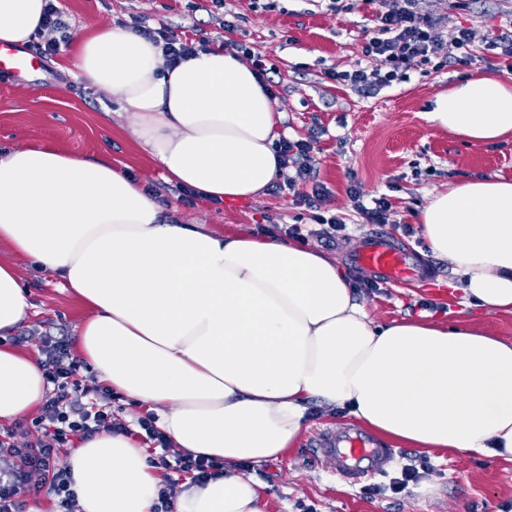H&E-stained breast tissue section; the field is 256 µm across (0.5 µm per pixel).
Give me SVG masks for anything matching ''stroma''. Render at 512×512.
Returning a JSON list of instances; mask_svg holds the SVG:
<instances>
[{
    "label": "stroma",
    "instance_id": "obj_1",
    "mask_svg": "<svg viewBox=\"0 0 512 512\" xmlns=\"http://www.w3.org/2000/svg\"><path fill=\"white\" fill-rule=\"evenodd\" d=\"M74 35L93 27L110 28L140 16L147 25L166 24L181 35H208L215 50L240 54L246 65L262 58L275 68L273 89L287 116L288 137H305L310 128L323 134L312 152L321 181L328 188L337 215L350 226L348 239L328 246L309 239L310 249L338 260L347 274L374 280L369 271H357L351 256L362 238L374 232L361 223L349 205L351 182L364 192L387 194L392 223L384 234L430 262L433 273L380 290L357 289L369 314L379 322L419 317V302L435 304L437 318L462 319L512 343V314H490L463 309L458 298H447L437 280H450L447 260L431 255L420 234L406 237L394 224H415L416 214L430 193L444 185L473 177L512 178V139L497 144H467L433 127L426 117L429 100L475 75L512 84V73L500 65L486 40L512 16V0H466L450 8L447 0H416L415 9L434 13L445 36L453 28H471L472 64L412 65L402 79L371 95L336 81V74L375 68L363 46L372 34L371 10L334 12L328 0H60ZM234 29L222 28V20ZM68 51L41 59L22 77L0 71V150L18 146L54 145L84 157L108 154L113 168L142 180L148 189L165 186L160 163L146 146L128 137L126 120L106 118L113 104L102 92L73 76ZM169 209L189 223L208 225L219 233L254 234L258 225L310 224L311 214L293 205L288 194L265 193L259 199L235 204L202 199L185 207L168 192ZM33 305L18 328L20 348L37 351L38 333L51 328L72 334L86 316L84 305L52 274H43L15 261ZM307 427L275 462L256 465L263 484L267 512H296L297 503L317 512H512V461L445 450L423 453L398 441L399 463L426 457L428 467L417 483L399 495L368 496L363 486L331 479L308 455L310 440L319 430L347 424L343 413L311 404Z\"/></svg>",
    "mask_w": 512,
    "mask_h": 512
}]
</instances>
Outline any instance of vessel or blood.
Wrapping results in <instances>:
<instances>
[{
    "mask_svg": "<svg viewBox=\"0 0 512 512\" xmlns=\"http://www.w3.org/2000/svg\"><path fill=\"white\" fill-rule=\"evenodd\" d=\"M356 267L379 274L390 284L414 277L422 261L409 248L394 245L382 234H373L355 250ZM314 456L327 471L359 485L383 475L395 456L394 449L383 447L359 429L324 430L312 440Z\"/></svg>",
    "mask_w": 512,
    "mask_h": 512,
    "instance_id": "obj_1",
    "label": "vessel or blood"
}]
</instances>
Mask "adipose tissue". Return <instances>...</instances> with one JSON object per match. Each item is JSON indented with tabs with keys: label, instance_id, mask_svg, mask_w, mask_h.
<instances>
[{
	"label": "adipose tissue",
	"instance_id": "ef3b65f1",
	"mask_svg": "<svg viewBox=\"0 0 512 512\" xmlns=\"http://www.w3.org/2000/svg\"><path fill=\"white\" fill-rule=\"evenodd\" d=\"M45 0H0V44L21 47ZM76 79L129 118L167 180L233 203L278 178L285 115L236 53L169 66L113 27L80 37ZM429 120L470 144L512 136V85L474 76L438 93ZM417 222L466 306L512 313V180L470 178L430 194ZM0 335L31 304L16 259L62 279L89 315L77 346L99 380L148 405L173 448L224 471L186 481L174 512H265L243 462L278 460L318 401L418 448L512 461V343L426 314L373 320L336 260L281 236L220 234L164 214L144 185L55 146L0 152ZM50 390L37 357L0 347V420ZM77 512H153L163 488L144 448L100 433L68 460Z\"/></svg>",
	"mask_w": 512,
	"mask_h": 512
}]
</instances>
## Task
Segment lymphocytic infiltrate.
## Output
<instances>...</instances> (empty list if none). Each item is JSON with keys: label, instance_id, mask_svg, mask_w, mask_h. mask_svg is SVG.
<instances>
[{"label": "lymphocytic infiltrate", "instance_id": "lymphocytic-infiltrate-1", "mask_svg": "<svg viewBox=\"0 0 512 512\" xmlns=\"http://www.w3.org/2000/svg\"><path fill=\"white\" fill-rule=\"evenodd\" d=\"M415 0H390L386 11L375 13V36L364 46L365 56L379 60V67L362 68L342 74L355 91L368 94L376 88L391 85L402 77L412 63H429L437 59L448 64L465 65L472 60V31L457 27L453 39H445L436 18L418 13ZM129 27L135 33L159 46L169 64H178L200 51L208 50V38L189 39L180 36L168 25L152 28L141 18H132ZM68 25L55 0H45L43 19L32 36V46L44 57L58 53L69 41ZM318 138L283 140L279 145L282 172L272 184L274 193L291 192L293 202L313 210L319 224V237L329 243L344 239L345 224L337 215H324L323 205L330 194L318 182L311 152ZM308 181L309 190H298V180ZM45 378L53 390L41 407L38 417L27 424L34 438L25 447L12 443V430L0 432V512H25L23 495L31 488L32 476H39L46 492L57 498L63 512H75L76 500L67 472L57 466V459L75 443L102 432L124 431V424L115 422L108 395L92 397L81 384L82 364L71 354L68 337L44 331L38 338Z\"/></svg>", "mask_w": 512, "mask_h": 512}]
</instances>
